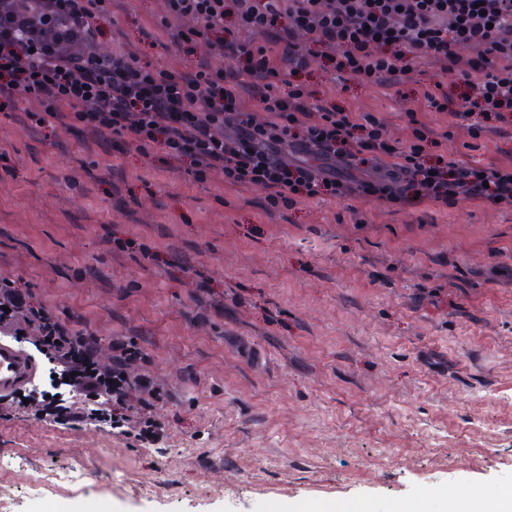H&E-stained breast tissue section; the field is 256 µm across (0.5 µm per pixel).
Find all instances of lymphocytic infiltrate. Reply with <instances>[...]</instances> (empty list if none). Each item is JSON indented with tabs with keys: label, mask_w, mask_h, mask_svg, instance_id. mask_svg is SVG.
Wrapping results in <instances>:
<instances>
[{
	"label": "lymphocytic infiltrate",
	"mask_w": 512,
	"mask_h": 512,
	"mask_svg": "<svg viewBox=\"0 0 512 512\" xmlns=\"http://www.w3.org/2000/svg\"><path fill=\"white\" fill-rule=\"evenodd\" d=\"M111 2L0 0V112L28 104L37 126L64 118L105 151H160L197 182L222 171L225 182L266 190L273 209L299 194L356 190L443 207L512 202V167L431 154L433 132L414 111L403 147L375 114L308 102L296 81L328 60L338 73L390 87L410 65L434 61L463 93L456 101L427 94L431 109L473 132L512 126V0H163L164 47H207L187 72L105 49ZM285 76L292 83L283 93ZM244 91L261 113L241 109ZM291 153L305 163L289 164ZM340 164L376 177L351 187L335 178ZM0 327L48 366L25 401L0 415L106 429L151 446L166 440L155 409L171 392L149 371L137 337L100 335L82 317L49 308L20 277H0Z\"/></svg>",
	"instance_id": "1"
}]
</instances>
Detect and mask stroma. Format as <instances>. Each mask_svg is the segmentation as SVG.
I'll return each instance as SVG.
<instances>
[{
	"instance_id": "1",
	"label": "stroma",
	"mask_w": 512,
	"mask_h": 512,
	"mask_svg": "<svg viewBox=\"0 0 512 512\" xmlns=\"http://www.w3.org/2000/svg\"><path fill=\"white\" fill-rule=\"evenodd\" d=\"M162 0H112V42L173 71L193 55L154 35ZM437 66L382 88L316 69L311 100L371 112L408 144L406 110L441 132L438 152L512 164V133L450 126L429 108ZM66 151L0 113V276L27 279L105 336L141 335L175 399L162 447L89 427L0 419V512H319L349 500L391 512L425 497L456 512L512 482V203L403 206L385 197L297 198L192 182L136 148ZM111 170L132 199L112 205ZM152 250L195 254L169 272ZM212 285L203 301L192 284Z\"/></svg>"
}]
</instances>
